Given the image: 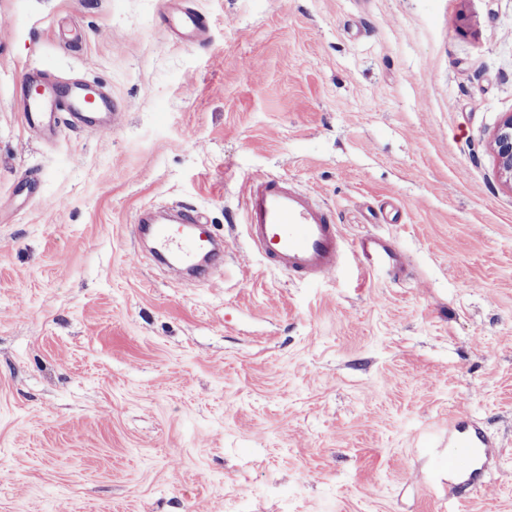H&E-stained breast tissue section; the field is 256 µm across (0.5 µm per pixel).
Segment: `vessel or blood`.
Listing matches in <instances>:
<instances>
[{"label": "vessel or blood", "mask_w": 512, "mask_h": 512, "mask_svg": "<svg viewBox=\"0 0 512 512\" xmlns=\"http://www.w3.org/2000/svg\"><path fill=\"white\" fill-rule=\"evenodd\" d=\"M171 26L183 34H197L205 23L195 10L182 8L170 18ZM102 94L60 99L50 92L31 94L22 120L31 127L55 124L59 119L75 121L90 107L108 108ZM241 222L252 249L268 264L302 282H320L337 274L346 256L356 253L365 271L384 272L400 281L409 277V264L388 237L369 235L348 243L341 234L335 208L282 175L250 177ZM156 254L177 264L196 267L199 259L218 250L217 239L193 209L178 212L175 225L149 224ZM492 453L486 430L472 417L457 415L448 421V475L436 477L454 497L484 485Z\"/></svg>", "instance_id": "1"}]
</instances>
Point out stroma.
Masks as SVG:
<instances>
[{"label":"stroma","instance_id":"35a3bbf8","mask_svg":"<svg viewBox=\"0 0 512 512\" xmlns=\"http://www.w3.org/2000/svg\"><path fill=\"white\" fill-rule=\"evenodd\" d=\"M31 81L115 108L32 129ZM509 113L512 0H0V512H512ZM260 173L412 279L265 266L227 221ZM185 204L228 248L198 281L134 234ZM460 413L500 458L453 506ZM169 24L183 34H197L206 27L202 18L190 7H184L171 16ZM493 151L501 176L512 185V113L498 127L493 139Z\"/></svg>","mask_w":512,"mask_h":512}]
</instances>
